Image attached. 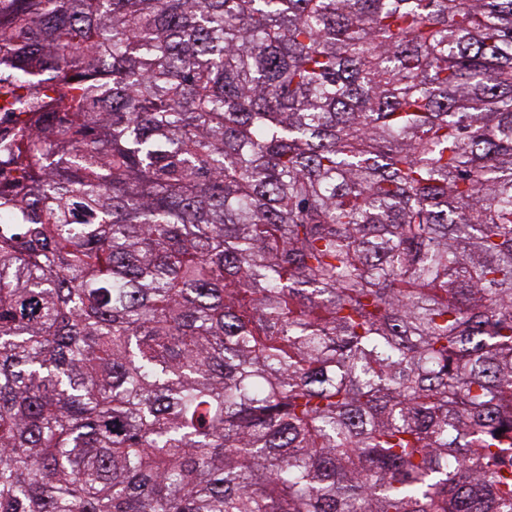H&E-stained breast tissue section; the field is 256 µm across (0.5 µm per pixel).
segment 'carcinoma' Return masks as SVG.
I'll list each match as a JSON object with an SVG mask.
<instances>
[{"label": "carcinoma", "instance_id": "carcinoma-1", "mask_svg": "<svg viewBox=\"0 0 512 512\" xmlns=\"http://www.w3.org/2000/svg\"><path fill=\"white\" fill-rule=\"evenodd\" d=\"M2 82L0 512H512V0H0ZM28 115L16 112L15 97L9 86L0 85V139L6 141L14 128L27 122Z\"/></svg>", "mask_w": 512, "mask_h": 512}]
</instances>
